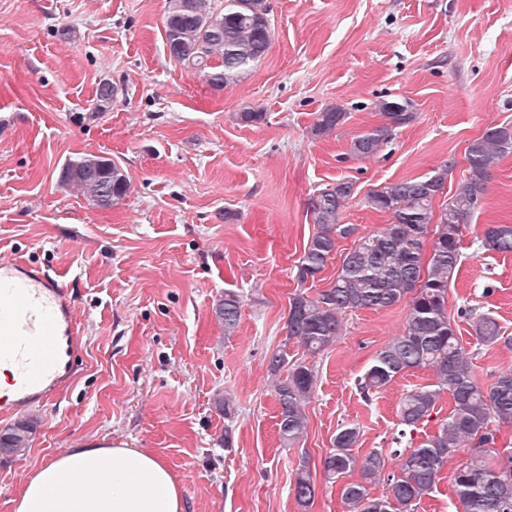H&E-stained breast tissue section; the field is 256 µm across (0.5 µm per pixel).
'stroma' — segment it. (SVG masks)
<instances>
[{"label": "stroma", "instance_id": "1", "mask_svg": "<svg viewBox=\"0 0 512 512\" xmlns=\"http://www.w3.org/2000/svg\"><path fill=\"white\" fill-rule=\"evenodd\" d=\"M166 0H0V258L49 271L77 297L82 332L71 380L37 409L23 457L0 452V512L42 465L102 441L160 457L182 489L185 512H300L291 485L308 454L317 486L309 512H344L323 461L341 426L354 449L393 451L433 434L452 409L401 436L398 407L434 384L414 369L364 398L357 380L401 333L398 304L345 317L336 344L314 357L285 343L289 301L335 279L353 238L339 240L318 279L299 283L297 262L316 227L308 202L339 180L357 192L340 221L359 235L387 214L370 190L447 167L435 208L467 175L469 144L512 125V0H269L273 38L251 75L224 89L170 58ZM117 91L90 118L102 80ZM412 100V122L382 152L352 155V139L382 124L383 99ZM348 114L332 135L311 128L318 112ZM264 113L244 123L239 113ZM97 154L130 178L123 202L92 208L59 180L65 163ZM512 224V154L502 158L484 205L463 230L448 313L469 344L478 382L512 369V254L485 250V228ZM242 299L239 326L224 335L213 307ZM494 317L503 342L476 344L473 323ZM313 365L307 434L283 447L267 372L270 354ZM235 404L233 424L213 405ZM460 453L416 512H454Z\"/></svg>", "mask_w": 512, "mask_h": 512}]
</instances>
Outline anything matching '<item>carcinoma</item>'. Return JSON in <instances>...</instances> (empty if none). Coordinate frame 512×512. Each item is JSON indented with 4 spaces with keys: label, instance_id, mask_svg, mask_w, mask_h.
Here are the masks:
<instances>
[{
    "label": "carcinoma",
    "instance_id": "carcinoma-1",
    "mask_svg": "<svg viewBox=\"0 0 512 512\" xmlns=\"http://www.w3.org/2000/svg\"><path fill=\"white\" fill-rule=\"evenodd\" d=\"M268 0H166L164 30L170 56L195 70L210 86L222 89L248 76L271 45ZM116 87L106 80L96 92L93 113L112 107ZM386 122L355 136L351 153L359 158L376 156L391 132L409 124L414 106L406 99H384L376 106ZM347 112L336 105L316 116L315 136H324L344 124ZM512 153V127L493 126L467 147V176L440 211L434 201L443 193L448 166L414 179L385 184L368 192V206L389 214L390 223L361 236L344 256L329 288L310 296L295 293L289 302L283 345L296 341L309 356L318 355L342 336L344 316L355 310H379L399 303L407 308L403 332L374 355L358 386L367 399L387 387L397 376L428 368L436 376L432 387L408 392L399 408L400 423L413 427L431 416L444 392L452 410L435 434L398 455L399 473H385V456L372 449L359 458L353 453L359 431L340 429L323 462L326 479L336 481L357 468L360 481L341 487L346 512H416L421 498L431 492L440 473L460 452L471 448L467 463L454 475L456 512H512V454L498 466L486 463V449L495 445L497 429L512 425V371L500 373L489 386L476 379L456 324L448 316V287L460 265L465 224L482 209L493 169ZM60 182L96 209L120 204L129 189V178L112 159L84 155L69 160ZM356 192L354 183L339 180L319 190L310 200L316 230L298 261L300 282L315 279L336 250L338 239L356 233L352 224L340 223V212ZM482 246L498 253H512V225L496 224L484 232ZM242 301L231 291L214 308V318L224 335H233L240 321ZM475 340L492 345L503 339L501 326L484 316L474 324ZM276 377L279 437L285 447L298 445L307 434L304 405L314 393L317 375L303 362L288 361L277 350L268 360ZM285 377H279V374ZM39 419L25 417L0 434V450L23 456L30 451ZM386 485L379 497L368 486ZM292 491L298 507L308 512L316 485L308 457H299Z\"/></svg>",
    "mask_w": 512,
    "mask_h": 512
}]
</instances>
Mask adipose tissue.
I'll list each match as a JSON object with an SVG mask.
<instances>
[{"mask_svg": "<svg viewBox=\"0 0 512 512\" xmlns=\"http://www.w3.org/2000/svg\"><path fill=\"white\" fill-rule=\"evenodd\" d=\"M179 485L157 456L133 448H73L40 467L15 512H183Z\"/></svg>", "mask_w": 512, "mask_h": 512, "instance_id": "adipose-tissue-1", "label": "adipose tissue"}]
</instances>
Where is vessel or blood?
I'll list each match as a JSON object with an SVG mask.
<instances>
[{"label": "vessel or blood", "instance_id": "b4317fda", "mask_svg": "<svg viewBox=\"0 0 512 512\" xmlns=\"http://www.w3.org/2000/svg\"><path fill=\"white\" fill-rule=\"evenodd\" d=\"M75 302L48 271L0 262V368L15 376L11 411L46 405L63 387L79 335Z\"/></svg>", "mask_w": 512, "mask_h": 512}]
</instances>
